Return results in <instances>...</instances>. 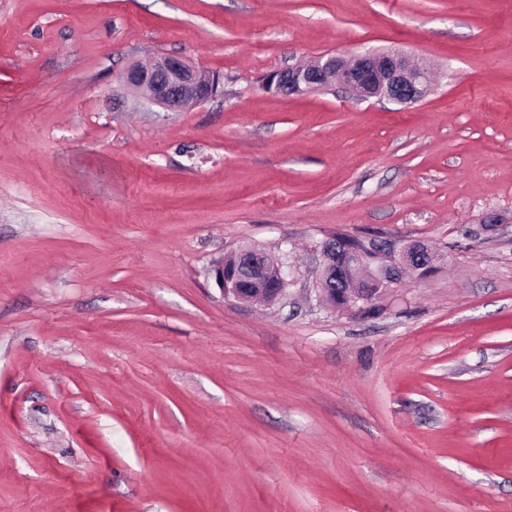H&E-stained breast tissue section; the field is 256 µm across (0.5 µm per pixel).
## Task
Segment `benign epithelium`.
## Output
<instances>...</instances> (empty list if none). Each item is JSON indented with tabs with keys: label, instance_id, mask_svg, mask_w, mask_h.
<instances>
[{
	"label": "benign epithelium",
	"instance_id": "benign-epithelium-1",
	"mask_svg": "<svg viewBox=\"0 0 512 512\" xmlns=\"http://www.w3.org/2000/svg\"><path fill=\"white\" fill-rule=\"evenodd\" d=\"M121 79L141 94L145 103L164 112H182L220 94L219 75L178 55L160 56L147 66H131ZM336 86L362 100L378 97L405 105L426 97L433 79L427 68L409 57L377 50L350 57L323 56L310 64L272 71L263 79L266 92L277 96H303ZM318 251L316 297L332 305L341 302L357 311L361 310L359 302H371L380 287L396 284L409 274L424 277L435 270L433 252L418 243L399 247L390 240L370 238L363 246L353 247L333 235L319 243ZM338 260L361 278L363 287H333ZM212 272L223 299L238 303H251L261 297L269 305L277 304L288 299L290 287L297 282L286 248L277 260L260 249L243 248L231 256L229 265L220 262Z\"/></svg>",
	"mask_w": 512,
	"mask_h": 512
}]
</instances>
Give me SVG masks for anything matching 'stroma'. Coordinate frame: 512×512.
I'll return each instance as SVG.
<instances>
[{
  "mask_svg": "<svg viewBox=\"0 0 512 512\" xmlns=\"http://www.w3.org/2000/svg\"><path fill=\"white\" fill-rule=\"evenodd\" d=\"M366 49L433 92L262 87ZM160 55L222 95L139 105ZM332 234L437 268L326 307ZM0 512H512V0H0ZM226 261V260H225ZM230 266L224 260L213 266L216 286L224 300L251 303L257 297L274 305L288 299L290 287L297 282L296 270L288 263V242L281 258L275 260L257 248H243L231 255Z\"/></svg>",
  "mask_w": 512,
  "mask_h": 512,
  "instance_id": "obj_1",
  "label": "stroma"
}]
</instances>
